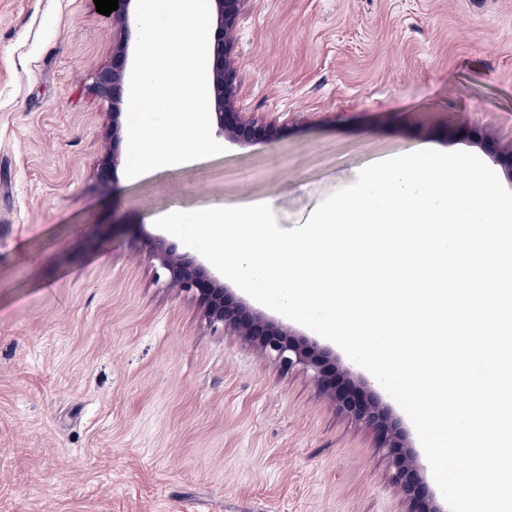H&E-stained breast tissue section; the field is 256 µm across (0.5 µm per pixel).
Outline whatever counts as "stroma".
Masks as SVG:
<instances>
[{
    "instance_id": "35a3bbf8",
    "label": "stroma",
    "mask_w": 512,
    "mask_h": 512,
    "mask_svg": "<svg viewBox=\"0 0 512 512\" xmlns=\"http://www.w3.org/2000/svg\"><path fill=\"white\" fill-rule=\"evenodd\" d=\"M255 142L138 181L98 166L91 0H0V512H409L377 431L310 372L210 325L149 249L152 217L269 200L304 224L367 165L476 154L512 190V0H247L237 32ZM438 489L401 406L334 343Z\"/></svg>"
}]
</instances>
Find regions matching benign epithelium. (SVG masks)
<instances>
[{
    "label": "benign epithelium",
    "mask_w": 512,
    "mask_h": 512,
    "mask_svg": "<svg viewBox=\"0 0 512 512\" xmlns=\"http://www.w3.org/2000/svg\"><path fill=\"white\" fill-rule=\"evenodd\" d=\"M118 0L112 12V62L92 76L90 91L112 108L111 125L106 134L105 154L100 177L106 181L120 162L125 130L120 103L127 77L126 61L131 31L132 3ZM215 21L213 42L208 51L210 119L225 139L245 146L273 126L254 115L239 111L236 84L235 34L245 0H210ZM154 256L170 275V284L197 295L205 319L220 325L232 336L254 343L262 354L283 368L302 366L313 371L314 379L332 392L339 406L376 429L386 449L392 478L412 504L411 512H440L434 495L426 486L388 410L374 398L362 395L355 386L337 380L336 370L315 347L291 334L288 329L228 295L221 280L197 259L176 252L157 238L151 242Z\"/></svg>",
    "instance_id": "7a95c632"
}]
</instances>
